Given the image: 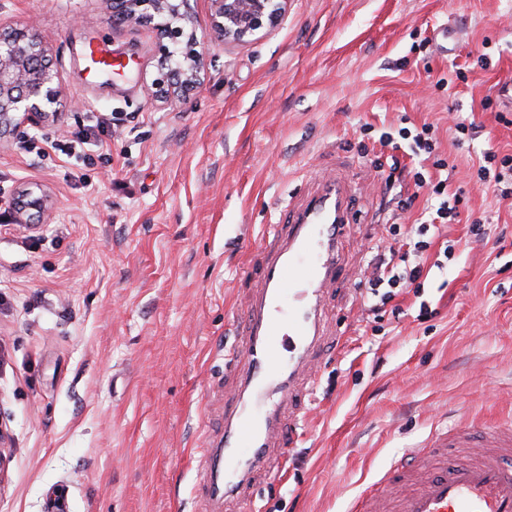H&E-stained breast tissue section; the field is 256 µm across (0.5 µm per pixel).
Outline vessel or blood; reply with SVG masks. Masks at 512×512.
<instances>
[{"label": "vessel or blood", "mask_w": 512, "mask_h": 512, "mask_svg": "<svg viewBox=\"0 0 512 512\" xmlns=\"http://www.w3.org/2000/svg\"><path fill=\"white\" fill-rule=\"evenodd\" d=\"M312 182L287 223L269 225L244 275L250 294L242 340L225 351L238 397L224 408V443L201 473L202 482H223L228 498L255 470L279 471L269 451L292 446L287 412L302 405L316 381L320 340L329 331L326 306L352 216L351 184L342 175ZM461 445L459 429L434 432L354 498L348 512H512V425L489 427L468 460L449 462V449Z\"/></svg>", "instance_id": "1"}]
</instances>
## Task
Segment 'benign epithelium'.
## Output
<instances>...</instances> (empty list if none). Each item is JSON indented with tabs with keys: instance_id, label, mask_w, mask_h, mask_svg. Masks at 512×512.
Segmentation results:
<instances>
[{
	"instance_id": "obj_1",
	"label": "benign epithelium",
	"mask_w": 512,
	"mask_h": 512,
	"mask_svg": "<svg viewBox=\"0 0 512 512\" xmlns=\"http://www.w3.org/2000/svg\"><path fill=\"white\" fill-rule=\"evenodd\" d=\"M107 18L114 25L152 21L164 38L174 43L185 39L190 49L178 65L166 73L174 92L187 94L203 81V57L193 46L197 36L189 28V0H103ZM213 30L224 42H243L256 31L276 23L288 0H210ZM47 41L28 27L0 30V139L28 124L57 115L62 87L48 59ZM54 206L45 190L23 188L15 199V222L42 224Z\"/></svg>"
}]
</instances>
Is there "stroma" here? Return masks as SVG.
<instances>
[{
	"label": "stroma",
	"mask_w": 512,
	"mask_h": 512,
	"mask_svg": "<svg viewBox=\"0 0 512 512\" xmlns=\"http://www.w3.org/2000/svg\"><path fill=\"white\" fill-rule=\"evenodd\" d=\"M190 5L204 82L160 102L145 94L161 74L154 24L112 26L103 0H0V27L47 38L64 86L57 118L22 135L53 141L90 113L112 117V158L83 183L66 156L0 143V196L39 187L55 201L40 241L0 228V512H347L430 432L512 423V198L469 170L484 149L512 152V125L494 119L512 80V0H288L239 44L215 38L209 0ZM92 43L127 70L87 74ZM460 122L479 125L475 140L455 142ZM425 123L469 215L440 235L457 241L454 259L432 246L423 288L393 300L403 316L378 320L364 283L388 225L415 223L424 204L389 193L379 139ZM334 166L357 184L338 336L281 474L256 471L238 499L212 500L200 451L235 398L224 350L242 273L311 172ZM424 304L434 314L421 321Z\"/></svg>",
	"instance_id": "1"
}]
</instances>
